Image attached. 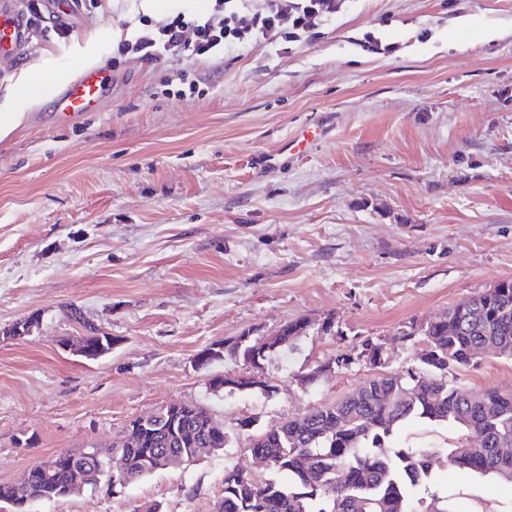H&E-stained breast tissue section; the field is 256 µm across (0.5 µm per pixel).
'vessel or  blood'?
<instances>
[{
  "label": "vessel or blood",
  "mask_w": 512,
  "mask_h": 512,
  "mask_svg": "<svg viewBox=\"0 0 512 512\" xmlns=\"http://www.w3.org/2000/svg\"><path fill=\"white\" fill-rule=\"evenodd\" d=\"M31 40L32 33L26 16L16 11L12 0H0V60L22 58ZM111 82L109 70L96 67L81 69L76 77L57 90L54 105L66 119L98 111ZM322 136L321 124L306 126L300 136L291 141V150L296 154L307 152Z\"/></svg>",
  "instance_id": "b4317fda"
}]
</instances>
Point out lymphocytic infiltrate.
Masks as SVG:
<instances>
[{
	"mask_svg": "<svg viewBox=\"0 0 512 512\" xmlns=\"http://www.w3.org/2000/svg\"><path fill=\"white\" fill-rule=\"evenodd\" d=\"M340 7L341 0H265L252 12L231 7L230 0H213L200 13L179 12L158 23L139 16L136 34L122 41L118 52L153 64L210 59L227 47L296 42L314 34Z\"/></svg>",
	"mask_w": 512,
	"mask_h": 512,
	"instance_id": "lymphocytic-infiltrate-1",
	"label": "lymphocytic infiltrate"
}]
</instances>
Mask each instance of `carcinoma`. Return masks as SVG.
<instances>
[{"label":"carcinoma","mask_w":512,"mask_h":512,"mask_svg":"<svg viewBox=\"0 0 512 512\" xmlns=\"http://www.w3.org/2000/svg\"><path fill=\"white\" fill-rule=\"evenodd\" d=\"M463 300L435 317L410 321L401 336L420 337L422 349L405 370L386 371V353L370 366L379 370L360 385L364 395L342 398L299 417L250 435L253 447L270 453L272 476H251L237 465L224 467L222 512H448L434 498L414 499V490L429 478L432 458L446 453L456 468L491 476L512 488V391L488 389L474 394L460 384L457 372L483 359L480 347H497L493 357L512 360V280ZM281 345L264 359L286 352L310 334L304 319L286 322ZM87 359L112 350L114 338L88 328ZM420 418L459 428L451 447L415 451L389 448L385 441L405 422ZM224 424L198 404L182 405L176 424L158 412L152 429L127 425L112 448L87 449L78 460L87 487L107 478L111 454L126 458L131 485L158 471L150 457L179 448H224ZM22 502L10 512H29L32 504L56 499L55 487L28 485Z\"/></svg>","instance_id":"cac0c4a2"}]
</instances>
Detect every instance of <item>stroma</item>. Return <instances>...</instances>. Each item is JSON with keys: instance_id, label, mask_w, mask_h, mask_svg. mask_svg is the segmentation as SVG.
I'll use <instances>...</instances> for the list:
<instances>
[{"instance_id": "35a3bbf8", "label": "stroma", "mask_w": 512, "mask_h": 512, "mask_svg": "<svg viewBox=\"0 0 512 512\" xmlns=\"http://www.w3.org/2000/svg\"><path fill=\"white\" fill-rule=\"evenodd\" d=\"M207 6L98 0L61 37L42 9L28 54L0 63V101L30 67L47 80L0 139V483L61 451L110 447L171 403L206 407L230 435L223 452L119 494L87 489L31 512H213L225 466H253L240 421L271 427L374 371L358 361L307 385L300 374L367 339L403 369L420 350L400 339L405 324L512 279V0H342L296 43L177 66L118 56L139 13ZM90 42L112 91L65 122L52 94ZM181 69L202 96H173ZM319 119L323 139L283 152ZM298 317L332 318L340 333L264 365L269 392L210 390L246 367L229 355L201 367L200 352ZM26 319L29 333L12 337ZM89 325L115 338L110 354L65 348ZM457 377L512 390V361ZM459 435L414 419L387 444L444 449ZM414 495L449 512H512L511 490L442 458Z\"/></svg>"}]
</instances>
